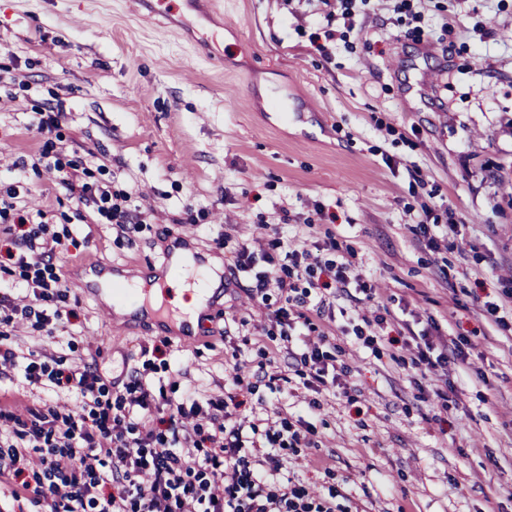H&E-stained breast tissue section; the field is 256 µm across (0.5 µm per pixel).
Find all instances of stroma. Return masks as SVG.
<instances>
[{
    "label": "stroma",
    "mask_w": 512,
    "mask_h": 512,
    "mask_svg": "<svg viewBox=\"0 0 512 512\" xmlns=\"http://www.w3.org/2000/svg\"><path fill=\"white\" fill-rule=\"evenodd\" d=\"M222 2L213 58L194 64L181 33L157 38L130 0H0V195L44 212L79 315L51 335L17 327L12 345L44 342L66 366L97 353L114 393L138 371L176 404L194 383L223 394L237 365L250 390L236 417H303V367L267 318L279 289L261 303L252 275L225 272L187 348L148 320H106L78 284L92 255L149 276L181 230L227 261L261 224L295 246L335 239L361 286L327 307L325 350L349 365L354 401L321 395L314 447L282 450L285 465L342 490L346 512H512V339L481 310L512 289V0ZM50 108L61 168L140 199L141 224L123 233L78 208L40 164L29 123ZM421 222L451 248L419 243ZM369 295L389 315L365 348ZM434 332L470 344L446 377L392 341ZM272 358L275 382L256 374Z\"/></svg>",
    "instance_id": "obj_1"
}]
</instances>
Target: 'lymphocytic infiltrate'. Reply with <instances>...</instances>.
<instances>
[{
    "label": "lymphocytic infiltrate",
    "mask_w": 512,
    "mask_h": 512,
    "mask_svg": "<svg viewBox=\"0 0 512 512\" xmlns=\"http://www.w3.org/2000/svg\"><path fill=\"white\" fill-rule=\"evenodd\" d=\"M61 182L77 204L93 206L119 228L140 223L142 213L129 196L114 199L74 170ZM0 237L6 242L0 256L27 282L22 293L0 284V373L23 367L28 385H47L76 401L63 411L28 406L20 415L0 402V417L14 424L0 434V482L11 486L15 502L40 504L47 512H338L335 497L282 471L280 450L309 447L316 434L312 423L281 417L261 439L248 442L244 436L254 422H231L229 408L239 405L245 389L240 373H231L224 396L193 391L186 406L168 407L141 373L108 401L110 383L97 362L53 369L42 353L13 347L9 338L17 323L41 329L72 321L77 313L68 306L66 282L52 269L61 240L46 222L35 221L21 200L0 199ZM279 245L276 238L253 237L236 251L231 270L247 272L257 258L265 259L268 268L256 274L253 292L261 297L272 287L284 293L285 306L268 318L285 327L287 343L304 346L303 387L313 392L308 405L315 411L328 386L337 396L349 394V369L329 362L323 350L328 336L316 320L324 315L327 290L346 291L360 276L346 256L325 261L306 248L288 249L286 263L277 264L272 251ZM303 268L327 276L313 304L296 283ZM467 348L463 336L427 339L415 345L413 363L434 373L465 362Z\"/></svg>",
    "instance_id": "lymphocytic-infiltrate-1"
}]
</instances>
